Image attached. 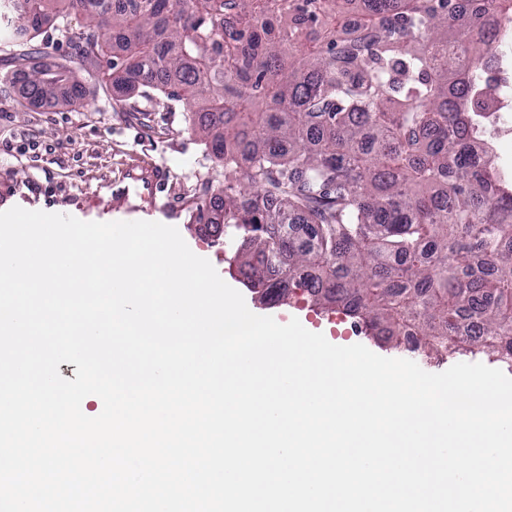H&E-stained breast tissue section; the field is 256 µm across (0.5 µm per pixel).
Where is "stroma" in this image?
Listing matches in <instances>:
<instances>
[{"mask_svg": "<svg viewBox=\"0 0 512 512\" xmlns=\"http://www.w3.org/2000/svg\"><path fill=\"white\" fill-rule=\"evenodd\" d=\"M74 29L80 21H73ZM56 31L27 41L25 60L0 50V211L14 206L72 215L83 221H156L176 227L190 250L208 259L219 276L241 291L251 312L285 324L298 319L307 330L335 345L364 343L360 327L342 311L324 312L306 291L293 286L287 304L260 303L227 259L230 237L202 236L193 217V202L202 185L224 184V163L190 129L184 109L167 111L163 93L154 101L136 98L137 114L115 108L109 90L95 75L76 69L89 96L63 106L38 109L23 97L11 76L19 65L39 69L74 52L75 36ZM133 165H152L163 173L156 203L132 209L112 205V180Z\"/></svg>", "mask_w": 512, "mask_h": 512, "instance_id": "obj_1", "label": "stroma"}]
</instances>
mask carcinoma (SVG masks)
I'll use <instances>...</instances> for the list:
<instances>
[{
  "label": "carcinoma",
  "mask_w": 512,
  "mask_h": 512,
  "mask_svg": "<svg viewBox=\"0 0 512 512\" xmlns=\"http://www.w3.org/2000/svg\"><path fill=\"white\" fill-rule=\"evenodd\" d=\"M33 39L84 25L75 54L26 77L70 86L77 63L129 111L138 89L184 103L224 160L195 220L237 238L241 270L277 301L321 306L428 355L512 369V178L468 133L499 100L487 57L512 0H5ZM243 169L246 182L237 177Z\"/></svg>",
  "instance_id": "cac0c4a2"
}]
</instances>
